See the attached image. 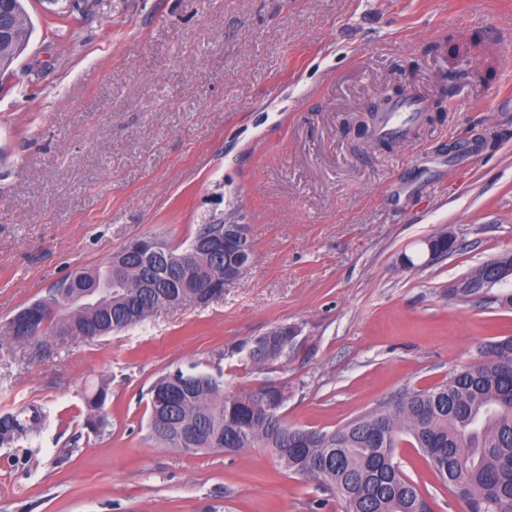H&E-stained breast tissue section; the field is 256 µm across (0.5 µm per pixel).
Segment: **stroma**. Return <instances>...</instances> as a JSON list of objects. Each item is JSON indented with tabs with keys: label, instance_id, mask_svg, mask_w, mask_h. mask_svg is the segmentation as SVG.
Here are the masks:
<instances>
[{
	"label": "stroma",
	"instance_id": "obj_1",
	"mask_svg": "<svg viewBox=\"0 0 512 512\" xmlns=\"http://www.w3.org/2000/svg\"><path fill=\"white\" fill-rule=\"evenodd\" d=\"M25 6L0 91V325L131 239L177 245L214 214L246 224L255 257L222 296L116 335L0 334V416L42 413L0 445V512H342L266 449L158 446L149 388L220 367L233 391L287 385L288 422L328 432L512 335V310L449 293L512 251V0ZM395 87L423 102L404 136L357 134ZM475 133L492 147L449 153ZM445 228L455 251L428 261ZM282 325L294 353L244 366L236 345ZM396 459L433 512H462L416 449Z\"/></svg>",
	"mask_w": 512,
	"mask_h": 512
}]
</instances>
